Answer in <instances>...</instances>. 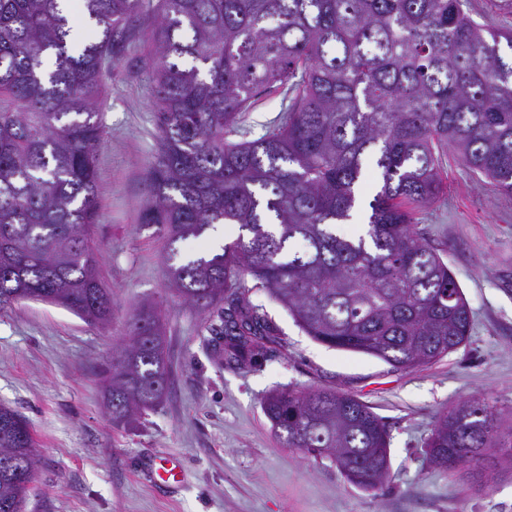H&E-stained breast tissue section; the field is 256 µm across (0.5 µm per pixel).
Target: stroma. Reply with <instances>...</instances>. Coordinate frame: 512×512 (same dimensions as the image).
Listing matches in <instances>:
<instances>
[{"label":"stroma","instance_id":"stroma-1","mask_svg":"<svg viewBox=\"0 0 512 512\" xmlns=\"http://www.w3.org/2000/svg\"><path fill=\"white\" fill-rule=\"evenodd\" d=\"M105 141L95 238L112 295L101 326L34 301L0 309V403L28 420L37 465L26 512H512V467L481 479L484 463L434 468L425 443L459 402L494 405L512 429V195L478 180L456 158L447 189L420 227L472 311L465 343L415 368L327 347L296 326L264 290L276 341L245 366L219 362L207 315L167 288L163 228L140 221L157 152L146 52L115 61L102 104ZM161 312L169 354L163 401L124 426L112 423L103 371L123 345L134 311ZM276 389H333L369 405L389 433L390 479L367 491L328 459L282 447L262 403ZM178 459L175 488L150 480L152 464Z\"/></svg>","mask_w":512,"mask_h":512}]
</instances>
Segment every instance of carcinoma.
<instances>
[{
    "label": "carcinoma",
    "mask_w": 512,
    "mask_h": 512,
    "mask_svg": "<svg viewBox=\"0 0 512 512\" xmlns=\"http://www.w3.org/2000/svg\"><path fill=\"white\" fill-rule=\"evenodd\" d=\"M63 0H0V307L36 294L105 325L112 302L94 241L99 109L107 60L147 55L158 147L141 223L166 235L167 286L210 314L221 363L273 342L245 277L315 341L394 367L429 364L462 344L470 308L418 228L460 164L512 194V31L475 21L466 0H81L97 39L74 52ZM288 104L252 140L255 97ZM241 137L233 142L229 135ZM378 187L354 219L365 159ZM237 224L219 252L174 262L175 244ZM106 377L112 421L158 406L168 380L162 317L144 306ZM287 448L328 458L345 479L380 490L389 434L370 407L334 390L276 391L263 401ZM36 442L0 403V512H25ZM446 472L493 452L512 464L495 406L468 399L427 443Z\"/></svg>",
    "instance_id": "carcinoma-1"
}]
</instances>
